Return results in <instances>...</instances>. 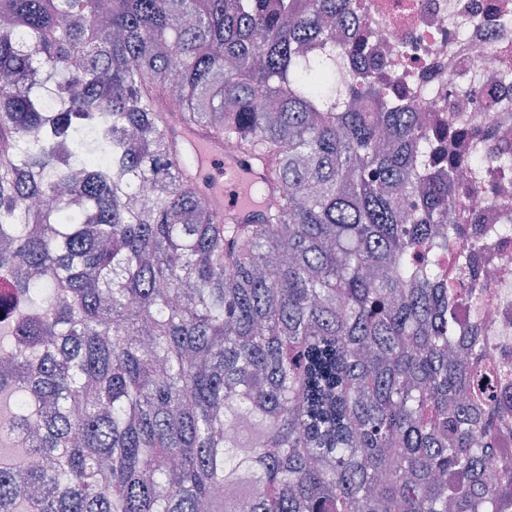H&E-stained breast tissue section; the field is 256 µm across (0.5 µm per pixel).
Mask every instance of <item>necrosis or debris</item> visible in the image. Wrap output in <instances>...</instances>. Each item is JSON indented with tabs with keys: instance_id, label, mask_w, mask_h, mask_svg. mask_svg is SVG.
<instances>
[{
	"instance_id": "1",
	"label": "necrosis or debris",
	"mask_w": 512,
	"mask_h": 512,
	"mask_svg": "<svg viewBox=\"0 0 512 512\" xmlns=\"http://www.w3.org/2000/svg\"><path fill=\"white\" fill-rule=\"evenodd\" d=\"M360 28L374 48L372 61L414 96V109L435 134L454 122L468 128L456 153L480 152L481 132L493 128L512 146V84L495 81L512 62V0H357ZM473 214L482 233L476 261L495 283L481 334L489 360L512 369V239L495 236L512 220V167L481 166Z\"/></svg>"
}]
</instances>
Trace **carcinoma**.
<instances>
[{"instance_id": "cac0c4a2", "label": "carcinoma", "mask_w": 512, "mask_h": 512, "mask_svg": "<svg viewBox=\"0 0 512 512\" xmlns=\"http://www.w3.org/2000/svg\"><path fill=\"white\" fill-rule=\"evenodd\" d=\"M1 15L0 512H504L512 376H477L489 281L448 223L474 160L428 166L391 78L340 65L356 0ZM187 132L265 163L259 223L212 206Z\"/></svg>"}]
</instances>
